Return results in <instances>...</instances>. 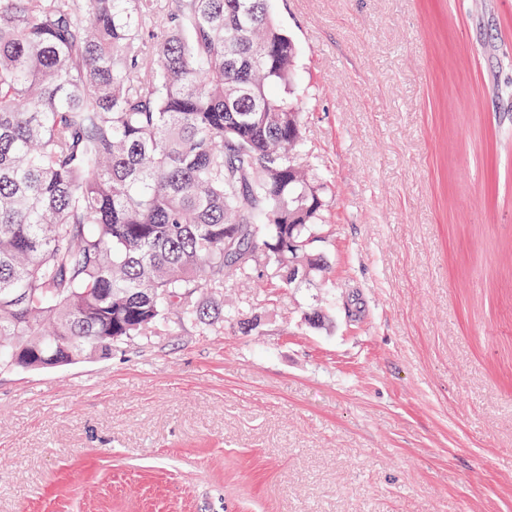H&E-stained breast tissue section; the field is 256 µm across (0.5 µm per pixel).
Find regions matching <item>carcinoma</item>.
<instances>
[{"mask_svg": "<svg viewBox=\"0 0 512 512\" xmlns=\"http://www.w3.org/2000/svg\"><path fill=\"white\" fill-rule=\"evenodd\" d=\"M295 63L268 0H0V368L207 330L260 253L323 272Z\"/></svg>", "mask_w": 512, "mask_h": 512, "instance_id": "cac0c4a2", "label": "carcinoma"}]
</instances>
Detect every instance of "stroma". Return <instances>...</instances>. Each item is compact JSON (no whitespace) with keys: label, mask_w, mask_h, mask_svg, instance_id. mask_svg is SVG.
<instances>
[{"label":"stroma","mask_w":512,"mask_h":512,"mask_svg":"<svg viewBox=\"0 0 512 512\" xmlns=\"http://www.w3.org/2000/svg\"><path fill=\"white\" fill-rule=\"evenodd\" d=\"M269 9L326 272L0 370V512H512V0Z\"/></svg>","instance_id":"stroma-1"}]
</instances>
